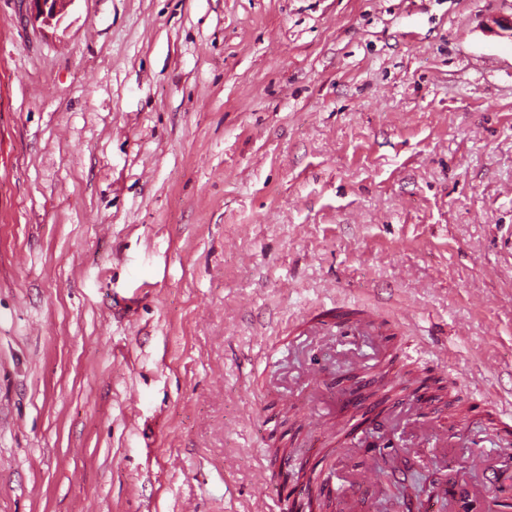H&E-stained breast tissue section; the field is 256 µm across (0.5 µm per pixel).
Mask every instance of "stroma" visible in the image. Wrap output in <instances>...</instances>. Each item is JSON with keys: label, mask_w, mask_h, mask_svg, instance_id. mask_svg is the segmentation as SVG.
<instances>
[{"label": "stroma", "mask_w": 512, "mask_h": 512, "mask_svg": "<svg viewBox=\"0 0 512 512\" xmlns=\"http://www.w3.org/2000/svg\"><path fill=\"white\" fill-rule=\"evenodd\" d=\"M512 0H0V512H262L337 404L433 377L472 442L392 459L512 512ZM379 307L357 346L294 330ZM419 356L405 359L406 349ZM276 366L266 369V357ZM317 380L304 387L308 369ZM30 17L43 25L59 24L67 5L74 0H28Z\"/></svg>", "instance_id": "obj_1"}]
</instances>
